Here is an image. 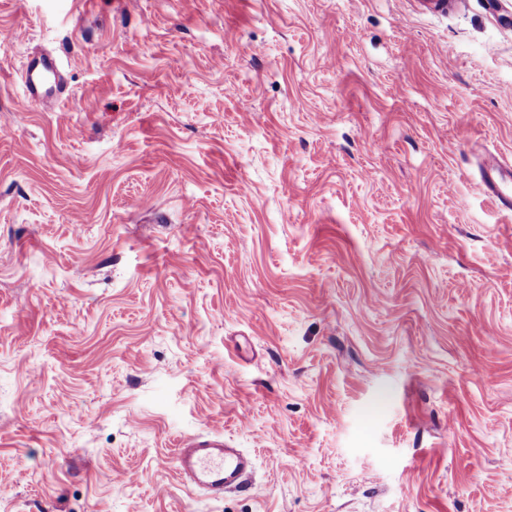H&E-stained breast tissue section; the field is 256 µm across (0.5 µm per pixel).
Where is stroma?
<instances>
[{"instance_id": "stroma-1", "label": "stroma", "mask_w": 512, "mask_h": 512, "mask_svg": "<svg viewBox=\"0 0 512 512\" xmlns=\"http://www.w3.org/2000/svg\"><path fill=\"white\" fill-rule=\"evenodd\" d=\"M0 127V512H512V0H0ZM60 69V62L51 55L43 54L28 60L22 73L28 98L57 101L60 91ZM481 184L501 210L512 212V167H504L491 157L482 169ZM174 463L190 489L213 495L238 488L253 467L252 457L232 448L221 433L182 440Z\"/></svg>"}]
</instances>
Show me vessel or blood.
<instances>
[{
	"label": "vessel or blood",
	"instance_id": "1",
	"mask_svg": "<svg viewBox=\"0 0 512 512\" xmlns=\"http://www.w3.org/2000/svg\"><path fill=\"white\" fill-rule=\"evenodd\" d=\"M60 69L59 61L51 55L28 60L22 73L28 98L58 99ZM481 184L484 193L493 198L501 210L512 212V167L488 160L481 172ZM174 463L190 489L213 495L238 488L253 467L252 457L231 447L220 433L181 441Z\"/></svg>",
	"mask_w": 512,
	"mask_h": 512
}]
</instances>
